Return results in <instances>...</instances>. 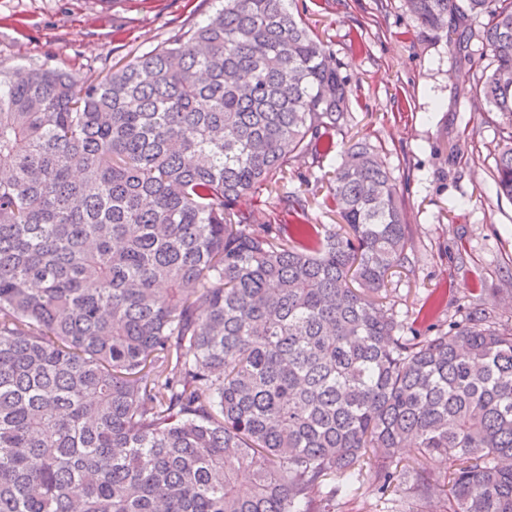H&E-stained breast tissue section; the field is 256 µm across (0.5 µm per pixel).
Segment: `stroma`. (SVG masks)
<instances>
[{
  "instance_id": "stroma-1",
  "label": "stroma",
  "mask_w": 512,
  "mask_h": 512,
  "mask_svg": "<svg viewBox=\"0 0 512 512\" xmlns=\"http://www.w3.org/2000/svg\"><path fill=\"white\" fill-rule=\"evenodd\" d=\"M215 8V0H0V59H48L102 80ZM293 10L349 78L346 141L376 146L397 185L412 242L410 268L393 277L391 301L405 335H435L468 303L512 327V201L497 196L492 180L499 118L468 81L490 64L479 38L458 53L402 0H294ZM339 161L296 158L263 190L257 222L273 220L282 196L295 192L310 223L339 228L322 186ZM443 510L437 496L424 504L366 486L335 512Z\"/></svg>"
}]
</instances>
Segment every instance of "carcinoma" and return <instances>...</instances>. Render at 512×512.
Listing matches in <instances>:
<instances>
[{
  "label": "carcinoma",
  "instance_id": "obj_1",
  "mask_svg": "<svg viewBox=\"0 0 512 512\" xmlns=\"http://www.w3.org/2000/svg\"><path fill=\"white\" fill-rule=\"evenodd\" d=\"M219 2L103 82L0 60V512H332L365 484L512 512V328L403 335L410 231L367 144L327 186L344 227L296 193L255 223L243 200L336 152L349 90L293 0ZM403 2L459 48L486 18L512 200V0Z\"/></svg>",
  "mask_w": 512,
  "mask_h": 512
}]
</instances>
